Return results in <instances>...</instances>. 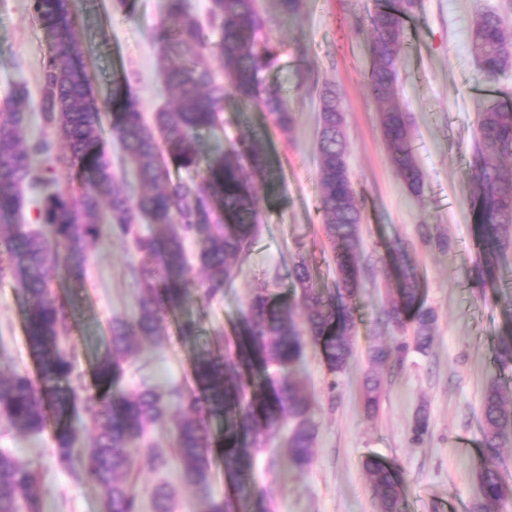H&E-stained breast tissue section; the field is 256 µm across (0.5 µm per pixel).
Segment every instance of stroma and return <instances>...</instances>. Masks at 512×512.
Instances as JSON below:
<instances>
[{
  "label": "stroma",
  "instance_id": "1",
  "mask_svg": "<svg viewBox=\"0 0 512 512\" xmlns=\"http://www.w3.org/2000/svg\"><path fill=\"white\" fill-rule=\"evenodd\" d=\"M259 3L266 21L262 35L277 54L264 82L295 113L296 124L291 132H281L261 109L230 90L223 128L199 135L204 154L239 136L256 138L271 166L270 175L251 178L260 228L238 260L235 278L223 296L189 308L199 341L219 350L257 290L290 297L296 258L306 260L316 288L333 290L336 273L318 211L316 159L320 97L329 85L340 93L349 169L363 213L359 258L364 276L354 357L337 387H330L316 348L305 351L299 380L312 402L310 463L295 468L281 443L265 445L256 453L257 484L273 491L270 512H378L362 468L364 457L374 454L401 466L407 512H472L479 497L475 470L484 451L480 404L488 379L498 372L497 340L512 328V249L496 272L501 302L483 299L474 277L470 200L475 176L469 159L480 107L491 101L512 104V69L480 85L470 33L475 15L485 10L497 11L512 32V0H418L405 22L397 97L424 176L416 195L389 160L378 123L380 104L366 86L372 63L370 16L386 0H302L292 19L281 16L277 0ZM73 12L80 57L99 105L111 99L117 75L129 79L143 112L173 105L175 95L165 85L154 40L164 0H74ZM52 42L31 0H0V104L18 84L38 100ZM391 247L408 252L436 324L428 350L407 349L375 368L369 350L403 340L381 317L392 286L386 267ZM133 260L126 244L115 239L90 248L82 282L65 280L59 272L53 276L54 289L72 306L66 346L76 356L82 379H89L113 319L133 311L139 293L129 274ZM1 351L17 367L34 370L21 294L8 277L0 280ZM191 361V349L178 338L174 323L166 322L159 341L143 344L124 361L120 385L130 389L147 382L165 394L188 390ZM372 371L379 373L383 387L379 407L370 413L361 404L359 386ZM422 413L428 431L419 439L414 426ZM150 437L170 464L155 470L145 455H135L132 476L138 486L169 483L176 512H199L202 494L182 481L167 429H155ZM0 448L14 450L40 470L44 512H102V491L59 463L51 432L33 436L0 427ZM271 458L277 462L272 472L267 469Z\"/></svg>",
  "mask_w": 512,
  "mask_h": 512
}]
</instances>
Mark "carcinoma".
I'll use <instances>...</instances> for the list:
<instances>
[{"label": "carcinoma", "mask_w": 512, "mask_h": 512, "mask_svg": "<svg viewBox=\"0 0 512 512\" xmlns=\"http://www.w3.org/2000/svg\"><path fill=\"white\" fill-rule=\"evenodd\" d=\"M415 5L416 0H392L372 16L373 63L367 86L383 103L378 120L389 158L407 189L418 194L423 173L412 152L407 114L397 101L405 19ZM32 8L55 35L43 64L38 109L44 126L65 142L63 163L77 184L59 189L54 176L58 158L46 139L31 137L29 92L22 84L15 86L0 110V223L10 224L8 236L0 237V279L8 275L20 287L36 373L0 365V421L28 435L52 429L60 462L102 490L104 512H142L146 496L152 512H174L169 484L161 482L144 492L129 479L133 450L144 443L150 428L167 423L173 404L178 417L170 433L182 480L190 485L208 489L219 464L238 493H252L253 450L287 423L288 456L297 467L306 466L314 433L311 400L297 378L305 346L310 342L318 348L334 389L335 379L352 359L357 331L362 212L348 170L336 88L328 86L322 93L317 149L319 204L334 254L336 291L324 294L314 288L308 264L299 259L291 272L299 290L294 303L279 301L264 290L254 293L234 346L220 356L197 350L191 390L177 392L170 400L148 385L122 389L126 355L139 342L158 339L164 321L193 301L223 294L254 238L259 216L247 175L263 174L269 167L262 143L241 138L204 161L197 147L199 133L220 123L226 88L267 112L284 133L294 128L296 117L276 91L263 86L262 74L277 57L270 43L259 37L264 19L258 0H209L204 19L192 10L190 0H165L154 39L162 59L177 60L163 72L166 85L179 94L176 108H162L149 121L128 82H117L112 90V138L140 188L133 194L112 169L90 75L74 62L72 0H32ZM471 48L480 82H492L512 68V35L495 12L475 19ZM210 54L218 57L222 74L209 63ZM502 156H512V105L488 103L479 112L471 154V209L475 274L482 293L494 297L495 268L501 252L512 245V169L494 163ZM171 163L195 176L172 178ZM26 192L36 205V228L16 223ZM142 219L150 224L145 235L134 232ZM105 233L132 239L136 263L130 272L140 291L133 314L112 322L105 349L93 365L92 385L75 386L74 357L61 347L71 330V307L53 290L50 271L61 269L70 280L84 279L88 246ZM191 234L200 242L197 259L206 274L202 288L189 277L185 241ZM390 255L397 287L388 293L382 316L400 331L412 329L415 349L425 351L435 315L421 302L414 267L399 248ZM298 309L301 323L295 319ZM405 349V343L393 349L377 346L370 351V361L382 366L392 353ZM495 360L501 369H512L511 330L499 336ZM511 392L512 378L500 375L484 390L481 420L490 450L512 439ZM380 394L379 377L366 376L361 398L367 411L378 407ZM83 412L94 422L89 434ZM83 437L86 447L78 446ZM363 467L379 512H406L400 466L368 456ZM476 478L480 498L475 512H493L512 499V484L492 462L483 461ZM0 512H43L39 472L9 448H0ZM200 512H233V507L231 500L208 494Z\"/></svg>", "instance_id": "obj_1"}]
</instances>
